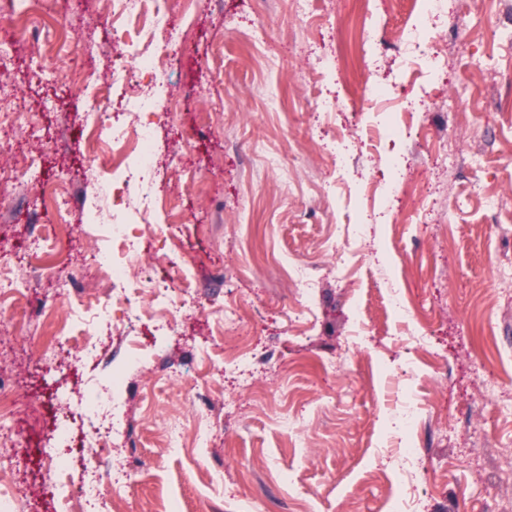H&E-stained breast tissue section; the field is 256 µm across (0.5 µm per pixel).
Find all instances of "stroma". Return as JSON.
<instances>
[{"label": "stroma", "mask_w": 512, "mask_h": 512, "mask_svg": "<svg viewBox=\"0 0 512 512\" xmlns=\"http://www.w3.org/2000/svg\"><path fill=\"white\" fill-rule=\"evenodd\" d=\"M38 9L58 45L46 60L88 69L80 4L63 16L53 0H40ZM367 12L380 44L417 16L414 0H337L333 11L307 21L291 0H194L177 23L190 35L166 72L177 110L142 116L155 128L165 162L155 187L183 253L172 255L156 240L143 267L147 276L176 278L192 261L199 314L168 336L139 326L113 337L76 373L40 360L49 337L40 312L65 303L54 282L33 288L26 311H11L0 325V378L23 406L61 386L97 389L136 345L165 348L164 361L147 362L124 393L128 428L117 449L135 464L126 512H167L174 497L182 512H208L213 502L223 512H278L281 503L288 512H387L398 497L411 512H512V292L501 283L512 273V108L505 105L512 91L498 80L512 73V0H448V16L433 30L443 76L417 79L389 102L422 133L419 164L403 175L391 161L407 144L385 141L376 112L360 111L353 35ZM258 24L267 30L262 43L247 36ZM41 47L28 39L7 61L24 135L0 144V176L14 178L37 149L44 178L89 196L112 157L61 164L74 148L63 116L90 103L68 85L34 78L29 55ZM318 55L335 56V70L300 80L304 62ZM331 92L335 111L316 120L317 102ZM353 127L361 138L353 170L340 182L327 153L339 131ZM442 139L460 162L449 164ZM381 178L402 179L404 187L383 218L361 205L365 185ZM488 192L500 195L498 210L483 207ZM361 220L370 228L367 246L347 273L327 231ZM58 221L54 202L34 211L16 199L0 221V247L12 268L57 264L79 280L83 296H97L88 264L105 238L87 215L74 213L58 251L32 245L35 227ZM291 259L323 270L310 298L316 317L305 325L291 319L303 301L282 270ZM395 281L428 320L426 349L407 343L404 324L384 309ZM227 300L245 306L244 333L268 362L251 383L230 371L213 375L214 397L226 409L210 443L168 451L162 419L192 422L200 360L221 366L236 343L212 316ZM362 324L369 340L356 348L352 336ZM399 400L419 409L411 431L391 419ZM279 413L304 430L288 436L275 422ZM52 421L45 409L16 422L19 512H69L50 486L79 480L93 466L83 448L73 449L68 472L49 466L41 447ZM408 445L420 458L405 464L398 450Z\"/></svg>", "instance_id": "obj_1"}]
</instances>
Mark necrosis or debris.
<instances>
[{"mask_svg": "<svg viewBox=\"0 0 512 512\" xmlns=\"http://www.w3.org/2000/svg\"><path fill=\"white\" fill-rule=\"evenodd\" d=\"M112 22L127 26V34L108 42L90 39L87 48L93 64L87 70L63 72L46 70L40 61H32L35 74L47 81L64 82L85 93L92 104L109 99L113 87L131 85L133 95L116 103L115 119L103 118L101 113H81L78 126L83 134L82 151L95 156L108 151L112 154V175L97 182V203L93 208L96 223L106 227L112 240L110 248L98 252L94 258L99 277L109 285L107 293L88 300L74 291L69 279L56 278L54 266H32L24 273L0 275V297L24 299L30 288L46 279H55L56 286L67 296L64 318L58 319L61 336L78 333L82 342L78 347L56 345V352L81 364L97 351L100 337L118 335L122 326L144 319H154L159 335L174 331L180 316L193 315L194 301L188 291L156 283L144 277L141 269V238L134 232L129 220L112 212V205L121 204V190L130 184L150 182L160 161L154 148V129L141 121L140 115L154 111L159 103L158 79L166 73L168 58L177 43L172 37L171 23L184 15L193 0H105ZM448 12V0H424L423 17L395 42L391 58L369 59L364 99L368 102L391 99L395 85L410 81L413 74L434 77L440 67L438 56L432 51V25ZM151 75L149 84H131V71ZM23 186L24 196L38 202L50 194H57L61 214H69L77 199L70 188L53 189L41 176V163L27 159L24 173L15 186L0 187V202ZM122 305V319L113 316L114 305ZM106 400L95 392L80 396L78 404L63 399L57 404L59 417L50 433L51 448L44 454L56 467L68 469L71 464V445L80 441L92 451L96 466L83 483L70 491L69 496L81 500L85 512H95L101 489L122 495L129 467L119 465L112 449V427L103 420ZM86 425L83 433H76V422Z\"/></svg>", "mask_w": 512, "mask_h": 512, "instance_id": "obj_1", "label": "necrosis or debris"}]
</instances>
